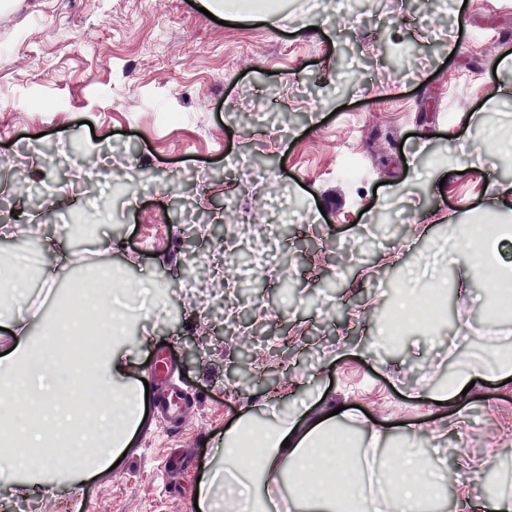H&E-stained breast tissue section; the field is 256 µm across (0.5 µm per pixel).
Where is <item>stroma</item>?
<instances>
[{"mask_svg": "<svg viewBox=\"0 0 512 512\" xmlns=\"http://www.w3.org/2000/svg\"><path fill=\"white\" fill-rule=\"evenodd\" d=\"M1 43L0 160L24 161L48 201L15 197L0 167V255L38 233L56 280L51 293L33 283L12 311L34 317L38 338L59 295L112 269L128 289L116 314L132 378L149 384L122 461L81 483V512H197L225 431L302 403L314 415L348 405L353 430L389 424L418 448L423 431H443L434 481L455 469L472 486V512H484L489 483L512 490L502 447L512 381L479 379L439 405L415 393L459 361L512 348V322L490 321L481 265L463 270L458 235L512 225L496 201L512 183L497 153L512 142V0H271L261 13L207 14L189 0H9ZM349 157L359 182L340 175ZM88 179L111 206L90 202ZM267 186L294 233L260 266L261 288L242 306L220 283L188 292L186 281L211 279L216 240L200 233L185 251L182 188L250 238L271 221L255 201ZM83 213L95 232L65 233ZM75 248L79 269L63 256ZM284 267L296 285L285 309ZM410 282L450 293L442 321L392 351L371 308H392ZM243 307L293 377L227 379ZM69 502L27 477L0 478V512H68Z\"/></svg>", "mask_w": 512, "mask_h": 512, "instance_id": "obj_1", "label": "stroma"}]
</instances>
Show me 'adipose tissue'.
I'll return each instance as SVG.
<instances>
[{
	"label": "adipose tissue",
	"mask_w": 512,
	"mask_h": 512,
	"mask_svg": "<svg viewBox=\"0 0 512 512\" xmlns=\"http://www.w3.org/2000/svg\"><path fill=\"white\" fill-rule=\"evenodd\" d=\"M52 343L49 332L35 344L18 337L5 361L0 362V393L12 397L19 406L15 423L0 427V442L23 437L27 448L14 456L11 469L41 476L48 488L54 485L51 475L56 471L48 452L54 437L46 427H28L27 409L57 412L59 427L71 436L75 462L67 473L74 486L91 468L115 461L142 422L141 390L130 379L121 334L109 336L89 364L76 372L61 369ZM88 379L94 380L100 391L90 406L77 401L79 388ZM353 419V414L344 410L331 417L309 420L295 415L268 424L258 463L241 468L238 474L252 493L255 512L266 508L259 487L287 470L316 472L322 482L321 488L296 495L298 512H339L341 502L357 495V483L349 478L350 451L335 445L337 436L346 434V424ZM388 487L385 512H417L424 499L436 495L424 462L407 451L395 457Z\"/></svg>",
	"instance_id": "adipose-tissue-1"
}]
</instances>
